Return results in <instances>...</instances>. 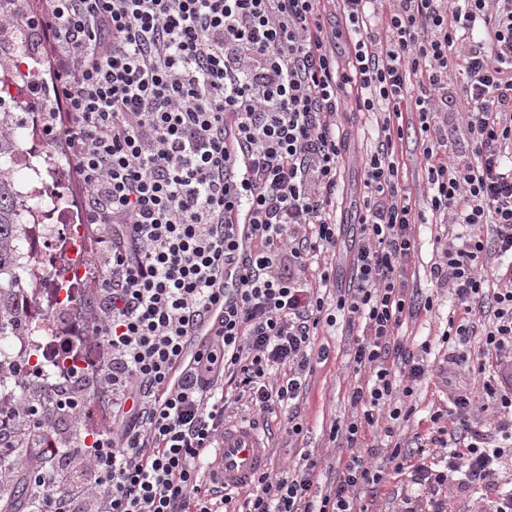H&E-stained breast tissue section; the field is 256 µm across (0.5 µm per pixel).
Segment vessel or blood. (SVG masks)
<instances>
[{
  "label": "vessel or blood",
  "mask_w": 512,
  "mask_h": 512,
  "mask_svg": "<svg viewBox=\"0 0 512 512\" xmlns=\"http://www.w3.org/2000/svg\"><path fill=\"white\" fill-rule=\"evenodd\" d=\"M267 460L268 447L257 428L240 422L225 425L211 469L217 485L230 492L243 488L265 470Z\"/></svg>",
  "instance_id": "1"
}]
</instances>
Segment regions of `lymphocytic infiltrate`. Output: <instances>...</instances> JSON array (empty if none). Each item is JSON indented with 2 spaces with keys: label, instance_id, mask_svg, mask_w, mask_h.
I'll return each instance as SVG.
<instances>
[{
  "label": "lymphocytic infiltrate",
  "instance_id": "lymphocytic-infiltrate-1",
  "mask_svg": "<svg viewBox=\"0 0 512 512\" xmlns=\"http://www.w3.org/2000/svg\"><path fill=\"white\" fill-rule=\"evenodd\" d=\"M44 0L31 20L51 46V88L83 185V219L99 228L93 259L105 268L86 331L101 349L105 426L83 427L76 382L44 397L0 400V484L27 443L25 512H370L388 474L420 472L446 512L443 490L497 486L512 457V283L486 288L488 252L512 256V0ZM347 38L346 59L338 40ZM373 116L361 156L363 193L352 287L336 285V193L346 151L338 119ZM461 117L465 145L443 125ZM417 129L427 209L403 175L404 135ZM248 216L239 236L238 216ZM462 225L430 268L465 316L439 336L448 377L481 379L490 414L478 422L469 391L451 387L427 437L395 441L424 357L399 334L433 311L409 290L413 225ZM493 223L485 243L475 228ZM238 286L224 295V270ZM488 315L473 363L470 313ZM358 330L350 412L328 439L341 450L328 483L320 461L264 473L244 499L213 492L202 463L224 434L229 400L304 423L299 401L318 363L317 338ZM495 360L497 374L486 372ZM78 429L62 447L67 428ZM385 436L372 444L369 434ZM454 444L443 469L431 446Z\"/></svg>",
  "mask_w": 512,
  "mask_h": 512
}]
</instances>
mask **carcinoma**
Masks as SVG:
<instances>
[{"mask_svg": "<svg viewBox=\"0 0 512 512\" xmlns=\"http://www.w3.org/2000/svg\"><path fill=\"white\" fill-rule=\"evenodd\" d=\"M14 113L0 111V336L11 335L20 311L17 292L23 289V266L15 259L24 235V205L13 178L16 157L21 152Z\"/></svg>", "mask_w": 512, "mask_h": 512, "instance_id": "cac0c4a2", "label": "carcinoma"}]
</instances>
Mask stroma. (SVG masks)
<instances>
[{
  "instance_id": "stroma-1",
  "label": "stroma",
  "mask_w": 512,
  "mask_h": 512,
  "mask_svg": "<svg viewBox=\"0 0 512 512\" xmlns=\"http://www.w3.org/2000/svg\"><path fill=\"white\" fill-rule=\"evenodd\" d=\"M341 128L348 131L352 144L345 156L336 211L337 221L344 224V232L336 248V283L345 287L352 277L351 260L356 249L353 237L357 232L355 211L363 187V170L356 148L370 141L371 120L369 116L350 112L342 117ZM453 230L450 224H418L414 227L417 248L409 270V284L417 289L420 296L433 297L435 309L407 319L402 328L403 340L408 344H417L430 339L434 345L431 355L425 358L428 372L414 388L415 413L409 421L396 427L397 435L407 441L412 440L415 434L427 433L431 428L430 414L436 408L445 406L448 400L446 374L442 370L447 351L439 344L438 338L449 318H462L464 307L447 289L439 287L431 279L430 267L439 261L441 247ZM354 338V332L344 326L319 336L318 342L328 348L329 357L317 364L300 407L306 423L303 438H289L283 415L266 416L261 430L268 437V470L276 472L287 465L296 466L301 463L302 454L306 451L322 456L325 465L334 464L335 451L328 446V433L332 423L347 415L349 410L348 392L353 380L350 353ZM429 499L427 485L409 468L402 474L388 477L373 508L375 512H401L404 504L408 503L424 510Z\"/></svg>"
}]
</instances>
